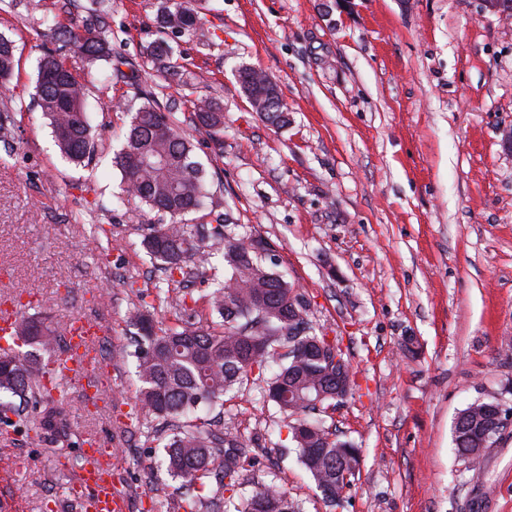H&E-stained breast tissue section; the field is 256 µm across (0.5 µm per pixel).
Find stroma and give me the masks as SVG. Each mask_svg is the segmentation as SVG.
Listing matches in <instances>:
<instances>
[{"instance_id": "stroma-1", "label": "stroma", "mask_w": 512, "mask_h": 512, "mask_svg": "<svg viewBox=\"0 0 512 512\" xmlns=\"http://www.w3.org/2000/svg\"><path fill=\"white\" fill-rule=\"evenodd\" d=\"M0 9L16 66L0 87L11 138L0 140V296L33 293L23 307L57 330L75 315L99 322L95 343L109 386L83 403L62 383L56 402L71 436L122 449L114 482L126 512H166L180 482L158 470L159 441L130 420L136 377L127 311L130 284L158 279L137 228L152 216L126 197L113 157L126 104L152 93L194 144L208 204L238 236L267 240L278 271L339 338L352 396L326 423L361 455L340 512H512V428L474 461L457 456L458 412L491 396L512 407V18L484 0H192L191 31L165 29L174 0H44ZM101 26L127 63L87 67L70 28ZM165 41L186 81L143 69ZM86 86L98 149L70 163L33 97L45 53ZM245 66L276 82L288 123L252 112L237 82ZM217 101L224 129L194 123L193 102ZM107 238H100L96 225ZM222 422L257 449L247 490L276 482L326 512L295 456L282 452L260 387L224 401ZM81 448L0 427V502L15 512H84L70 487Z\"/></svg>"}]
</instances>
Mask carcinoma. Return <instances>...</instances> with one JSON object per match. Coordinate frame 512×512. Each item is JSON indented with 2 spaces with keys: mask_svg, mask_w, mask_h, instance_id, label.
I'll use <instances>...</instances> for the list:
<instances>
[{
  "mask_svg": "<svg viewBox=\"0 0 512 512\" xmlns=\"http://www.w3.org/2000/svg\"><path fill=\"white\" fill-rule=\"evenodd\" d=\"M165 28L190 30L194 10L179 5L161 15ZM69 41L89 63L104 60L118 67L124 57L112 48L101 31L92 28L68 31ZM146 66L165 81H179L182 73L168 46L156 42L146 51ZM15 68L12 42L0 36V80ZM238 81L252 111L265 122L283 126L288 113L276 84L263 70L244 67ZM37 106L49 120L55 143L72 162L81 164L95 151L84 110V86L54 55L38 67ZM135 109L124 142L115 157L128 194L158 215L141 234V246L161 271L163 288L156 284L137 290L129 325L135 332V376L139 383L140 412L163 422L169 431L163 445L162 464L169 477L194 490L170 504L169 512H304L298 501L277 483L261 485L250 496L241 495L248 448L232 430L200 422L196 412L224 407V396L239 392L253 376L263 377L270 364L279 371L266 380L263 399L294 421L286 424L297 461L306 470L325 503L341 507L345 494L360 472L358 449L336 439L325 422L309 414L336 409L346 394L336 395V357H344L339 340H330L314 320L311 303L297 287L259 256L264 241L245 245L234 225L223 214L207 210L210 192L203 165L193 159V147L175 125L172 113L148 95ZM193 115L207 129H223L219 104L204 100ZM203 213L211 221L185 224L180 219ZM224 242L225 277L215 281L209 306L218 321L207 328L187 313L186 293L173 288L200 267L211 263L208 241ZM173 307L177 323L157 327L155 307ZM15 336L23 344L53 353L55 330L31 320H17ZM58 381L55 368L34 361L27 352L0 353V424L39 437L64 432L61 408L47 385ZM18 397L32 412L17 407ZM500 401L477 399L462 409L454 422L456 453L464 459L479 457L499 439L492 425ZM214 475L217 489L204 494L199 481Z\"/></svg>",
  "mask_w": 512,
  "mask_h": 512,
  "instance_id": "obj_1",
  "label": "carcinoma"
}]
</instances>
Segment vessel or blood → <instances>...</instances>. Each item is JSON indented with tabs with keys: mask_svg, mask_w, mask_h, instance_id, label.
Segmentation results:
<instances>
[{
	"mask_svg": "<svg viewBox=\"0 0 512 512\" xmlns=\"http://www.w3.org/2000/svg\"><path fill=\"white\" fill-rule=\"evenodd\" d=\"M96 335L97 329L89 319L71 320L66 336L69 351L57 364L63 378L80 376L86 387H96L100 370L89 354V344ZM83 456L85 464L73 490L85 501L88 512H123L124 502L113 483L116 459L111 446L93 442L84 448Z\"/></svg>",
	"mask_w": 512,
	"mask_h": 512,
	"instance_id": "obj_1",
	"label": "vessel or blood"
}]
</instances>
